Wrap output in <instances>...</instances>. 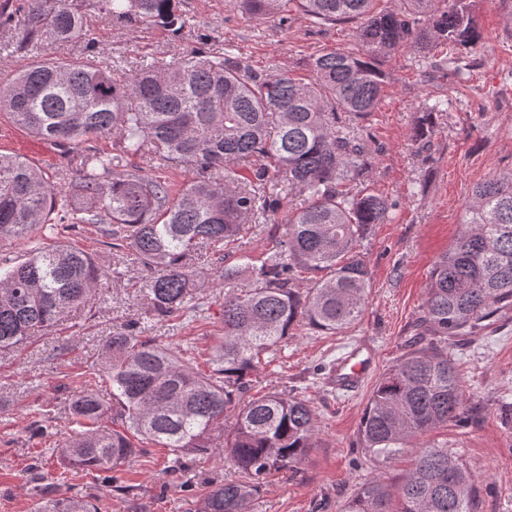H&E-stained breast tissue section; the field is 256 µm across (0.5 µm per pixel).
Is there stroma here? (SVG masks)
<instances>
[{
    "instance_id": "stroma-1",
    "label": "stroma",
    "mask_w": 512,
    "mask_h": 512,
    "mask_svg": "<svg viewBox=\"0 0 512 512\" xmlns=\"http://www.w3.org/2000/svg\"><path fill=\"white\" fill-rule=\"evenodd\" d=\"M189 25L180 37L158 26H132L89 11L91 28L108 64L132 78L142 58L170 62L207 44L214 51L235 49L255 69L310 74L311 57L332 50L354 51L356 22L312 27L292 12L287 27L260 22L235 0H180ZM479 42L455 52L456 66L434 71L421 54L402 49L380 63L385 73L376 112L364 120L375 192L397 203L389 221L375 224L360 244L372 288L362 318L335 335L294 330L273 356L250 376L252 393L286 391L309 399L317 416L316 448L295 469L267 475L252 512H343L359 486L378 473L398 481L408 467L400 459L388 467L365 458L358 427L370 388L340 393L326 384L324 370L350 345L370 342L378 371H385L413 340L422 315L434 261L452 243L461 211L474 186L512 171V0H473ZM20 29L0 32V77L45 58H73L79 42L42 40L20 48ZM433 107L434 133L416 140L426 107ZM0 151L22 155L49 181L67 185L77 177L63 147L40 140L0 112ZM64 242L91 255L104 275L85 306L67 313L55 331L37 334L16 352L0 354V512H30L32 499L22 475L34 454L57 469V442L72 429L66 404L80 390L78 375L95 359L105 336L129 321L147 318L145 285L149 271L124 252L107 246L99 226L81 224L41 237L44 246ZM194 267L204 288V310L196 321L149 320L150 333L174 350L198 348L205 366L208 347L221 334L220 313L227 292L253 288L249 273L225 285L214 254ZM469 399L463 422L429 433L447 443L465 462L479 512H512V308L489 325L459 337L452 350ZM55 415L57 436L34 434L44 410ZM158 454L126 466L125 478L138 486L135 500L104 492L102 473L72 471L68 481L97 496L102 512H197L208 481L235 478L226 462L196 461L187 475H169Z\"/></svg>"
}]
</instances>
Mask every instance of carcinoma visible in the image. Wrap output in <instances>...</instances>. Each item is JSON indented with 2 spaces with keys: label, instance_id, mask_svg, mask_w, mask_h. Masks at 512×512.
Here are the masks:
<instances>
[{
  "label": "carcinoma",
  "instance_id": "cac0c4a2",
  "mask_svg": "<svg viewBox=\"0 0 512 512\" xmlns=\"http://www.w3.org/2000/svg\"><path fill=\"white\" fill-rule=\"evenodd\" d=\"M472 0H404L400 11L376 0H235L259 20L288 26L293 3L315 25L361 20L360 51L312 58L311 75L297 79L253 68L226 49H194L175 62L144 59L136 78L120 80L102 65L100 47L77 0H0V29L20 27L25 43L44 37L79 41L81 56L34 61L0 80V112L55 145H71L78 181L72 189L48 181L17 154L0 153V238L31 239L59 224H98L115 249L158 272L147 285L151 314L192 318L199 288L191 257L203 244L239 243L267 223L288 197L304 204L287 212L272 250L254 258L220 254L224 281L243 268L256 285L224 298V334L216 337L208 370L146 335L140 321L107 337L69 399L71 431L61 444L62 469L40 457L26 469L34 512H99L78 489L60 493L70 470L112 473V491L135 497L121 468L150 446L167 450L169 471L184 473L198 459H223L239 478L212 487L201 512H250L259 480L300 462L315 447L311 401L269 392L244 399L261 356L303 327L334 335L366 309L371 276L357 246L382 224L392 201L367 187L370 164L363 131L347 118L376 111L385 74L379 63L402 47L428 55L479 38ZM107 19L157 25L178 36L188 19L177 0H93ZM110 135L112 152L84 143ZM192 163L196 180L179 190L131 164ZM262 158L243 171L236 162ZM224 170V178L213 171ZM311 288H296L300 274ZM87 253L67 244L34 245L26 261L0 269V352L51 330L69 309L87 301L100 281ZM512 307V172L474 187L448 251L435 261L418 323L419 342L375 382L358 441L381 464L408 453L411 467L397 484L377 475L345 512H478L470 475L448 443L421 436L466 412L450 341ZM111 387L106 406L94 385ZM237 411L223 430L224 411ZM112 413V426L103 424Z\"/></svg>",
  "mask_w": 512,
  "mask_h": 512
}]
</instances>
